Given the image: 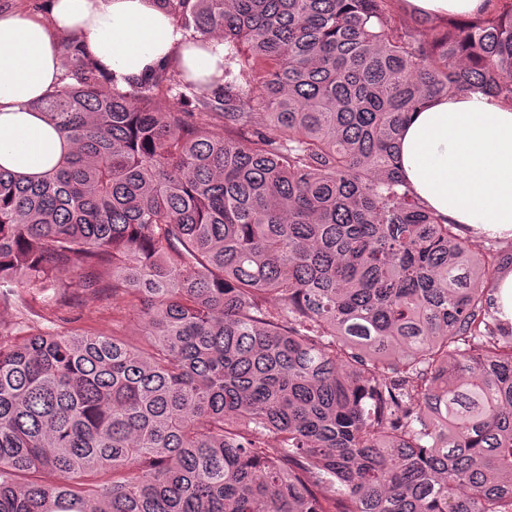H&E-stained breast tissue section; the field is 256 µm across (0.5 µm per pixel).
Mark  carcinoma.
<instances>
[{"label":"carcinoma","instance_id":"carcinoma-1","mask_svg":"<svg viewBox=\"0 0 512 512\" xmlns=\"http://www.w3.org/2000/svg\"><path fill=\"white\" fill-rule=\"evenodd\" d=\"M156 2L223 73L110 92L71 41L63 165L0 167V305L70 324L78 288L145 336L0 329V512H512V249L395 152L429 97L512 103V0L427 37L403 0ZM498 288H500L496 295V304L499 310L498 316L504 322L512 325V271L504 276Z\"/></svg>","mask_w":512,"mask_h":512}]
</instances>
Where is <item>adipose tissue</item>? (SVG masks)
Returning a JSON list of instances; mask_svg holds the SVG:
<instances>
[{
	"label": "adipose tissue",
	"mask_w": 512,
	"mask_h": 512,
	"mask_svg": "<svg viewBox=\"0 0 512 512\" xmlns=\"http://www.w3.org/2000/svg\"><path fill=\"white\" fill-rule=\"evenodd\" d=\"M75 36L107 89L128 90L160 64L208 81L224 42L194 47L151 0H51L48 16L0 11V167L35 178L70 145L35 110L64 83L61 36ZM404 181L429 208L476 235L512 239V105L482 93L428 99L397 144Z\"/></svg>",
	"instance_id": "obj_1"
}]
</instances>
